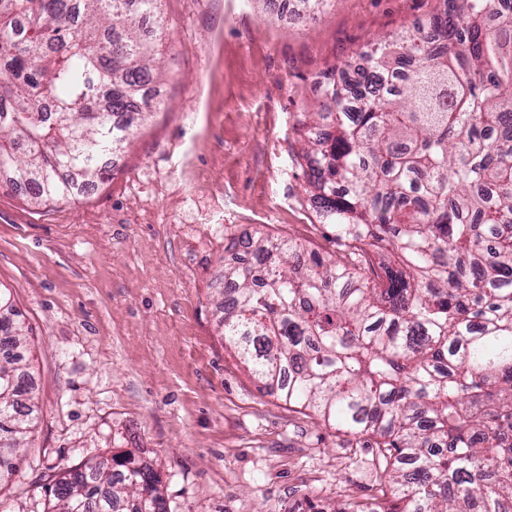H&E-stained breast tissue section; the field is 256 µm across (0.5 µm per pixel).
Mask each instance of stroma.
<instances>
[{
  "label": "stroma",
  "mask_w": 512,
  "mask_h": 512,
  "mask_svg": "<svg viewBox=\"0 0 512 512\" xmlns=\"http://www.w3.org/2000/svg\"><path fill=\"white\" fill-rule=\"evenodd\" d=\"M439 0H162L157 107L114 172L32 208L0 187V287L33 329L41 412L0 512H41L58 471L132 451L168 512H327L382 488L375 449L266 394L224 347V238L263 231L334 251L296 157L316 82Z\"/></svg>",
  "instance_id": "stroma-1"
}]
</instances>
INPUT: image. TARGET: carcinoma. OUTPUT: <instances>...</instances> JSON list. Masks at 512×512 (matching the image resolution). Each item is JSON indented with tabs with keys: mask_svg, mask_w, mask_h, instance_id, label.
I'll return each instance as SVG.
<instances>
[{
	"mask_svg": "<svg viewBox=\"0 0 512 512\" xmlns=\"http://www.w3.org/2000/svg\"><path fill=\"white\" fill-rule=\"evenodd\" d=\"M451 4L317 82L301 112L326 255L224 238V347L266 393L377 449L392 499L332 512H512V0ZM161 0H0V177L43 205L108 178L151 113ZM0 289V481L38 415ZM62 469L42 512H167L126 451Z\"/></svg>",
	"mask_w": 512,
	"mask_h": 512,
	"instance_id": "obj_1",
	"label": "carcinoma"
}]
</instances>
